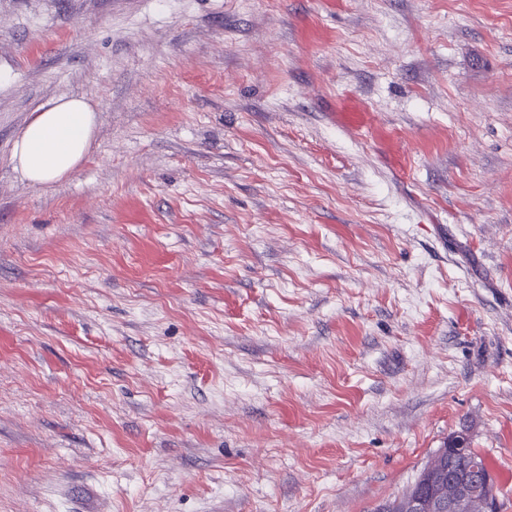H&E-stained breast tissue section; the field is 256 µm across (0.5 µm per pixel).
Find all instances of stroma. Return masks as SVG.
Masks as SVG:
<instances>
[{"label":"stroma","instance_id":"35a3bbf8","mask_svg":"<svg viewBox=\"0 0 512 512\" xmlns=\"http://www.w3.org/2000/svg\"><path fill=\"white\" fill-rule=\"evenodd\" d=\"M461 432L512 512V0H0V512H374ZM96 127V111L85 99H61L25 125L14 140L11 161L32 183L58 182L87 158ZM336 121L350 130H364L370 138L387 154L398 170L407 172L408 152L404 142L387 134L377 123L372 112L362 104L352 101L343 102L336 112Z\"/></svg>","mask_w":512,"mask_h":512}]
</instances>
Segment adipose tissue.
<instances>
[{
	"instance_id": "ef3b65f1",
	"label": "adipose tissue",
	"mask_w": 512,
	"mask_h": 512,
	"mask_svg": "<svg viewBox=\"0 0 512 512\" xmlns=\"http://www.w3.org/2000/svg\"><path fill=\"white\" fill-rule=\"evenodd\" d=\"M96 127L97 114L85 99H61L25 125L13 143L11 161L30 182H58L87 158Z\"/></svg>"
}]
</instances>
